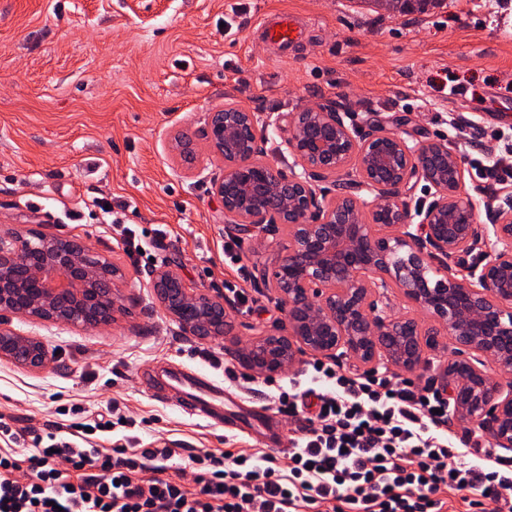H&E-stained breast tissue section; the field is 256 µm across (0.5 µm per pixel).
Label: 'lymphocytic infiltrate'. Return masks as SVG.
Masks as SVG:
<instances>
[{"instance_id": "f902f5d3", "label": "lymphocytic infiltrate", "mask_w": 512, "mask_h": 512, "mask_svg": "<svg viewBox=\"0 0 512 512\" xmlns=\"http://www.w3.org/2000/svg\"><path fill=\"white\" fill-rule=\"evenodd\" d=\"M273 403L303 423L284 469L228 448L185 464L167 447L88 448L1 414L0 441L28 455L0 452V512H444L448 491L470 512H512V459L451 432L443 391L317 360Z\"/></svg>"}]
</instances>
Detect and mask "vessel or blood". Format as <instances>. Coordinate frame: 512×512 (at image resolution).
Returning <instances> with one entry per match:
<instances>
[{"instance_id": "vessel-or-blood-1", "label": "vessel or blood", "mask_w": 512, "mask_h": 512, "mask_svg": "<svg viewBox=\"0 0 512 512\" xmlns=\"http://www.w3.org/2000/svg\"><path fill=\"white\" fill-rule=\"evenodd\" d=\"M162 385L178 395V407L185 414L202 418L217 427H231V420L224 415L231 392L206 374L181 367L166 372Z\"/></svg>"}]
</instances>
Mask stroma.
<instances>
[{
	"instance_id": "35a3bbf8",
	"label": "stroma",
	"mask_w": 512,
	"mask_h": 512,
	"mask_svg": "<svg viewBox=\"0 0 512 512\" xmlns=\"http://www.w3.org/2000/svg\"><path fill=\"white\" fill-rule=\"evenodd\" d=\"M281 14L303 30L286 48L259 27ZM317 104L358 126L405 123L464 156L475 127L485 153L512 165L498 142L512 137L501 121L512 113V0H445L402 16L362 0H0V235L33 229L84 242L118 268L121 305L95 328L12 317L49 360L31 372L0 358V413L43 435L113 406L130 424L91 435L90 446H167L184 457L204 448L287 452L294 423L253 391L244 368L231 388L250 401L251 418L273 425L266 447L184 415L156 382L180 366L224 382L223 361L285 321L274 293L253 282L285 237L228 231L206 179L220 160L201 147L190 166L169 144L197 137L215 107ZM126 227L147 241L151 261L126 254ZM228 245L239 256L232 265ZM167 264L204 292L243 290L231 302L233 335L202 341L181 331L150 284V270Z\"/></svg>"
}]
</instances>
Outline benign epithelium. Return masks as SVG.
Segmentation results:
<instances>
[{
	"mask_svg": "<svg viewBox=\"0 0 512 512\" xmlns=\"http://www.w3.org/2000/svg\"><path fill=\"white\" fill-rule=\"evenodd\" d=\"M281 134L283 169L265 159L263 128ZM200 137L224 163L210 177L224 223L248 224L287 237L275 265L261 273L276 293L285 326L240 353L253 375L271 378L307 355L355 358L375 370L385 361L424 376L427 352L443 335L453 341L442 388L455 420L479 423L493 446L512 448V191L479 223L465 190V160L440 140L374 127L354 131L345 113L325 105L302 112L217 107L205 113ZM171 151L194 153L182 135ZM333 181L336 192L325 187ZM436 199L411 210L415 184ZM375 195L367 202L361 191ZM478 254L468 273L463 255ZM115 273L83 243L27 230L0 237V357L32 372L47 361L38 340L10 327L14 315L93 326L114 320ZM156 301L182 331L202 340L229 336L234 322L222 294L193 287L178 271L151 273ZM396 288L428 319L394 316Z\"/></svg>",
	"mask_w": 512,
	"mask_h": 512,
	"instance_id": "7a95c632",
	"label": "benign epithelium"
}]
</instances>
